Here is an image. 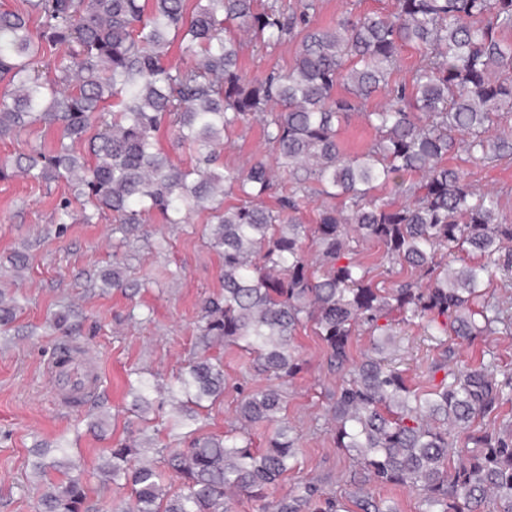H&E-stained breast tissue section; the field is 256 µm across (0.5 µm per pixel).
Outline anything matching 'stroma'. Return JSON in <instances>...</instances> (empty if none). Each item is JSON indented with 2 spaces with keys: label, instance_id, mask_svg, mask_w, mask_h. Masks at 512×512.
Instances as JSON below:
<instances>
[{
  "label": "stroma",
  "instance_id": "obj_1",
  "mask_svg": "<svg viewBox=\"0 0 512 512\" xmlns=\"http://www.w3.org/2000/svg\"><path fill=\"white\" fill-rule=\"evenodd\" d=\"M259 121H250L224 147V164L239 168L254 156L268 155ZM477 190L498 192V220L512 224V160L459 163ZM66 181L38 182L25 177L0 179V291L15 297L21 310L8 334L0 333V512H35L47 486L60 473L35 475L30 466L36 445H64L85 472L96 471L114 441L151 437L148 459L159 449L176 446L185 431L220 435L249 391L278 385L275 377L255 375L251 357L234 347H213L224 361V395L181 421L172 407L150 411L146 419L131 412L128 382L132 371L158 374L168 381L195 352L197 322L203 301L221 293L223 262L203 235L207 216L192 214L188 223L165 224L160 217L131 233L116 231L111 218L58 229L52 218L59 201L69 196ZM27 255L25 267L12 264ZM120 267L136 295L106 287L104 273ZM72 312L73 344L88 352L97 367L98 390L86 405L66 409L47 371L62 335L49 325L54 313ZM386 357L413 388L439 384L443 372H431L433 360L447 354L449 363H494L512 369V335L462 340L428 336L415 325H398ZM294 344L303 371L280 385L281 415L299 438L297 462L272 491L278 500L318 489L353 512L356 466L336 439L328 420L340 373L331 368L326 350L311 328L301 329Z\"/></svg>",
  "mask_w": 512,
  "mask_h": 512
}]
</instances>
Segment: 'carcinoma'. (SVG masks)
I'll return each instance as SVG.
<instances>
[{"label":"carcinoma","mask_w":512,"mask_h":512,"mask_svg":"<svg viewBox=\"0 0 512 512\" xmlns=\"http://www.w3.org/2000/svg\"><path fill=\"white\" fill-rule=\"evenodd\" d=\"M319 9V0L290 8L283 0H196L191 12L187 0H23L21 9L0 11V138L36 124L56 129L52 150L16 158L14 172L66 180L71 198L60 204L58 224H90L109 212L133 231L153 216L183 224L207 212L224 293L204 300L196 347L235 346L253 355L255 372L286 382L302 370L294 337L311 325L330 366L344 370L329 406L337 447L369 481L416 491L424 512H472L488 497L496 512H512V423L495 432L476 425L512 391V374L498 381L486 365L465 367L420 391L379 357L400 323L437 336L512 334V309L485 298L498 277L512 288V224L498 222V194L474 189L448 166L459 148L476 160L512 156V134L487 136L512 112V44L504 40L512 0H396L392 11L350 12L315 27ZM232 23L266 49L301 34L293 65L249 76ZM175 44L179 63L168 59ZM408 47L419 55L400 81L393 75ZM377 93L386 103L367 109ZM354 112L377 138L351 156L337 135ZM251 118L276 167L263 158L224 166V141ZM164 124L192 152L191 165L174 164L160 148ZM85 140L86 155L77 151ZM277 169L288 173L282 192ZM229 193L236 203L226 206ZM314 196L340 206L306 224L302 208ZM74 200L86 206L77 217ZM365 241L410 276L378 287L356 259ZM17 311L0 293L1 328ZM360 330L371 348L352 363ZM132 391L142 412L158 396L189 418L190 406L224 394V363L196 355L174 381L139 375ZM282 407L279 389L259 387L243 397L224 436L193 435L169 450L176 492L142 459L138 440L109 449L99 482L130 489L119 512H228L236 494L262 501L292 467L297 435L279 425L255 448L249 429L277 421ZM458 433L472 447L451 467ZM46 452L33 450L35 474L54 470L65 480L48 487L37 512H99L66 449L49 463ZM311 497L308 490L264 512H303Z\"/></svg>","instance_id":"obj_1"}]
</instances>
